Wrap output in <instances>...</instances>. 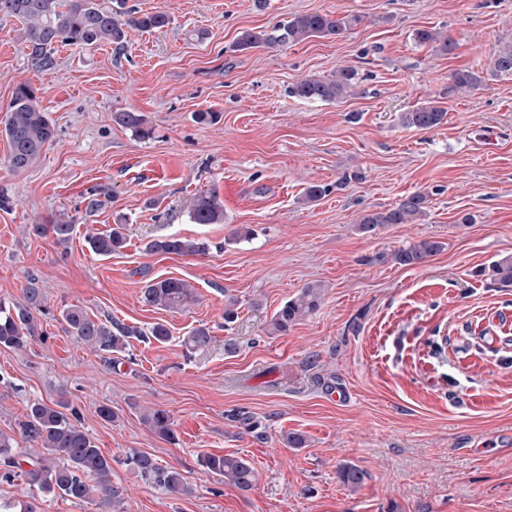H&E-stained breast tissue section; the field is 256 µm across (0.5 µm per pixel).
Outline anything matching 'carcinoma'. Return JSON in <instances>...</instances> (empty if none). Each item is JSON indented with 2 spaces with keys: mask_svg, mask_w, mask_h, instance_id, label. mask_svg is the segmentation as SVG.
<instances>
[{
  "mask_svg": "<svg viewBox=\"0 0 512 512\" xmlns=\"http://www.w3.org/2000/svg\"><path fill=\"white\" fill-rule=\"evenodd\" d=\"M0 14L16 18L23 24V42L30 55L43 63L50 61L49 53L58 43L81 48H94L103 43L118 46L127 42L132 32H149L168 24L165 13L138 15L106 6L100 0H0ZM351 26V18L334 17L327 13L296 15L274 25L269 30H246L240 34L236 48L240 51L261 46L275 47L296 45L311 37H337ZM421 44L432 45L441 55H450L456 45L441 32L421 29L415 32ZM492 76L512 75V39L502 41L490 57ZM356 72L348 67H338L328 77L307 76L296 81L289 89L291 96L309 102H335L352 93ZM448 93L473 90L484 77L470 69L457 70L450 76ZM446 115L444 108L428 99L400 115L401 124L417 130H430L439 126ZM112 121L129 130L139 139L152 135L145 115L123 111L112 113ZM0 135L9 144L8 167L14 172L29 168L39 157L46 144L55 138V127L48 113L40 106L36 89L28 83L18 84L7 107V114ZM429 194L418 191L404 197L396 206L365 213L358 230L369 233L379 226L415 224L427 215ZM194 224H220L224 222V207L213 193L202 194L196 199L190 213ZM37 236L52 235L65 246L74 231V220L64 217L50 224L32 225ZM87 243L92 252L109 256L125 247L126 237L114 228L105 234H91ZM442 249L440 242L422 239L410 242L390 253L381 252L374 261H389L400 266H416ZM153 253L177 255H203L208 244L201 240L171 236L156 238L148 243ZM484 275L493 285L512 286V255L494 261ZM142 301L169 311L180 310L194 300V288L179 278L152 279L142 288ZM321 303V289L309 285L300 294L286 301L271 320L273 332L286 334L304 317L316 311ZM45 310V299L36 279L28 280L23 289V300L0 299V347L21 350L34 337L42 334L37 314ZM66 330L74 338L98 351L113 352L125 348L129 339L140 338L142 333L112 320L103 322L91 318L79 306H68L62 311ZM212 342L210 330L194 329L184 339L190 353L207 348ZM63 401L37 400L29 404L24 420L18 423L19 434L29 444L14 452L15 439L0 433V482H11L24 475L29 486L42 494L58 495L77 503L96 506L93 512H110L120 507L123 498L120 490L112 486V459L103 455L91 436L81 426L61 412ZM145 422L162 438L173 441L176 435L169 412L153 408L144 415ZM124 464L141 478L149 481L174 497L191 493L182 473L172 466H164L147 453L132 452ZM198 465L206 474H214L240 490L256 486L259 473L249 461L237 456L206 454L198 458ZM339 481L350 489L359 488L365 472L345 463L336 470Z\"/></svg>",
  "mask_w": 512,
  "mask_h": 512,
  "instance_id": "carcinoma-1",
  "label": "carcinoma"
}]
</instances>
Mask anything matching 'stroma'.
<instances>
[{
    "label": "stroma",
    "instance_id": "obj_1",
    "mask_svg": "<svg viewBox=\"0 0 512 512\" xmlns=\"http://www.w3.org/2000/svg\"><path fill=\"white\" fill-rule=\"evenodd\" d=\"M126 5L169 23L121 47L56 45L48 65L29 56L21 22L0 15V121L28 82L56 128L19 173L0 136V297L22 300L32 277L45 294L42 335L0 349V432L15 434L30 403L65 399L111 457L124 512H512V287L481 274L512 255V76L445 92L454 70L483 71L499 38L512 37V0ZM314 12L355 22L337 38L235 48L243 31ZM431 28L455 42L452 55L415 40ZM340 65L357 73L351 96L290 95L297 79ZM431 98L446 111L438 127L401 125ZM122 111L144 114L153 137L116 125ZM203 111L218 122H196ZM312 184L329 191L308 203ZM423 190L425 220L358 230L362 214ZM211 191L223 223H192ZM62 215L76 224L67 246L33 234ZM117 224L125 248L92 253L87 235ZM243 226L252 238L233 241ZM161 236L209 250L148 252ZM420 239L442 244L423 265L372 261ZM157 277L186 280L194 301L175 312L145 305ZM316 284L319 309L272 332L283 303ZM71 305L144 332L161 322L171 335L97 351L64 332ZM200 326L213 341L187 352L183 339ZM103 405L114 419L99 417ZM153 407L169 411L175 441L145 423ZM287 432L305 447H289ZM134 451L176 467L193 494L171 497L130 472L123 459ZM207 453L246 458L257 485L204 474ZM342 463L366 471L361 487L339 482Z\"/></svg>",
    "mask_w": 512,
    "mask_h": 512
}]
</instances>
